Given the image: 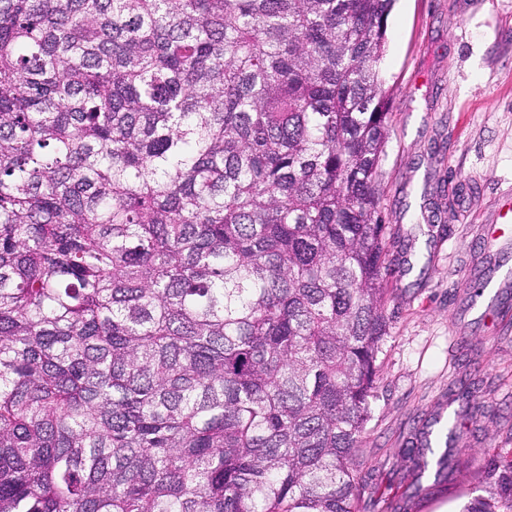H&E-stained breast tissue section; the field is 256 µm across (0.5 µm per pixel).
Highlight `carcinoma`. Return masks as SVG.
<instances>
[{"label":"carcinoma","mask_w":512,"mask_h":512,"mask_svg":"<svg viewBox=\"0 0 512 512\" xmlns=\"http://www.w3.org/2000/svg\"><path fill=\"white\" fill-rule=\"evenodd\" d=\"M393 2L0 0V512H357Z\"/></svg>","instance_id":"1"}]
</instances>
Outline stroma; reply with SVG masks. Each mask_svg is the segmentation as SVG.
<instances>
[{"instance_id": "35a3bbf8", "label": "stroma", "mask_w": 512, "mask_h": 512, "mask_svg": "<svg viewBox=\"0 0 512 512\" xmlns=\"http://www.w3.org/2000/svg\"><path fill=\"white\" fill-rule=\"evenodd\" d=\"M382 69L392 87L379 167L389 333L362 441L360 512H460L493 492L512 454V287L490 303L471 284L512 269L492 221L512 206V0H396ZM438 204L434 225L421 211ZM471 408L448 478L404 456L433 417Z\"/></svg>"}]
</instances>
